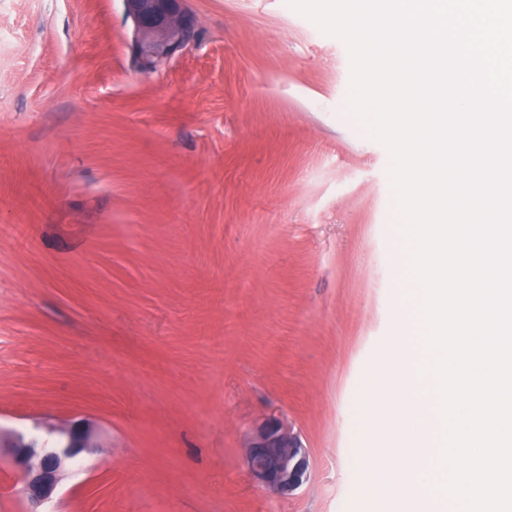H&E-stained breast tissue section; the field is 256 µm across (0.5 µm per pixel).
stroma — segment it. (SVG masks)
Segmentation results:
<instances>
[{
	"label": "stroma",
	"mask_w": 512,
	"mask_h": 512,
	"mask_svg": "<svg viewBox=\"0 0 512 512\" xmlns=\"http://www.w3.org/2000/svg\"><path fill=\"white\" fill-rule=\"evenodd\" d=\"M131 63L123 0H0V440L75 421L52 512H365L355 405L386 383L407 248L343 39L288 0H185ZM273 417L307 480L251 478ZM131 19V50L135 66L152 72L170 63L198 38L185 0H123Z\"/></svg>",
	"instance_id": "35a3bbf8"
}]
</instances>
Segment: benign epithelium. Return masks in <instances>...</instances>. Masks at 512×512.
Masks as SVG:
<instances>
[{
	"label": "benign epithelium",
	"mask_w": 512,
	"mask_h": 512,
	"mask_svg": "<svg viewBox=\"0 0 512 512\" xmlns=\"http://www.w3.org/2000/svg\"><path fill=\"white\" fill-rule=\"evenodd\" d=\"M131 19V50L135 66L152 72L170 63L198 38L195 22L183 7L185 0H123ZM93 430L81 422L43 438L16 435L10 454L20 468L23 492L33 507L52 498L64 477L67 462H75L93 447ZM247 465L259 483L280 493L303 484L309 468L300 438L273 418L259 423L250 438Z\"/></svg>",
	"instance_id": "7a95c632"
}]
</instances>
